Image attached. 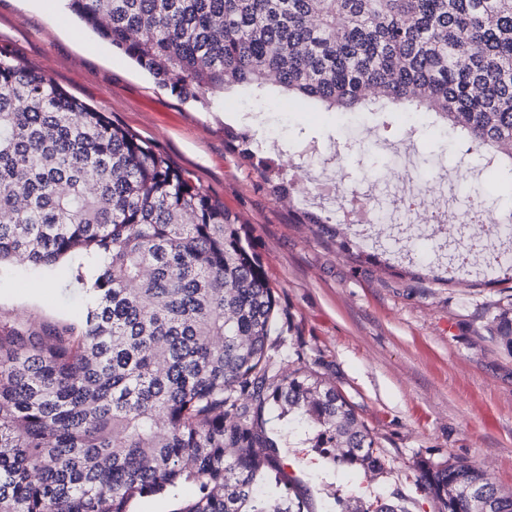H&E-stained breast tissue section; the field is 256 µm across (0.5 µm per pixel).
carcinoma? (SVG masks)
<instances>
[{"instance_id":"1","label":"carcinoma","mask_w":512,"mask_h":512,"mask_svg":"<svg viewBox=\"0 0 512 512\" xmlns=\"http://www.w3.org/2000/svg\"><path fill=\"white\" fill-rule=\"evenodd\" d=\"M178 97L231 89L331 112H424L512 182V0H68ZM242 156L263 179L282 155ZM101 259L85 307L0 330V512H301L279 492L264 412L297 414L344 467L381 468L355 408L317 373L270 371L278 302L240 219L104 113L0 48V264ZM512 351V304L493 317ZM440 512L504 493L463 459L416 463Z\"/></svg>"}]
</instances>
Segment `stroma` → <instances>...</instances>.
<instances>
[{
  "instance_id": "1",
  "label": "stroma",
  "mask_w": 512,
  "mask_h": 512,
  "mask_svg": "<svg viewBox=\"0 0 512 512\" xmlns=\"http://www.w3.org/2000/svg\"><path fill=\"white\" fill-rule=\"evenodd\" d=\"M0 47L134 132L244 223L282 311L269 350L272 372L283 377L301 367L323 376L354 406L381 454L375 472L335 466L303 430L266 412V432L303 512H335L340 499L365 512L379 501L439 512L419 484L421 459H465L512 492V352L490 333L512 292L496 280L494 251L463 265L454 282L439 284L420 255L447 265L455 240L471 227L458 222L443 233L423 215L364 241L382 262H356L338 238L299 223L297 200L274 193L224 130L276 136L283 175L293 180L347 176L360 193L391 196L409 171L435 191L427 211L444 208L446 186L461 204L508 203L497 173L477 159L458 171L437 131L408 137L398 113L390 132H363L362 151L310 170L296 148L310 137L327 147L339 141L336 113L294 108L282 98L261 112L244 111L235 95L206 108L182 100L86 27L66 0H0ZM83 298V284L64 272L45 276L28 265L0 264V325L63 322L81 310Z\"/></svg>"
}]
</instances>
